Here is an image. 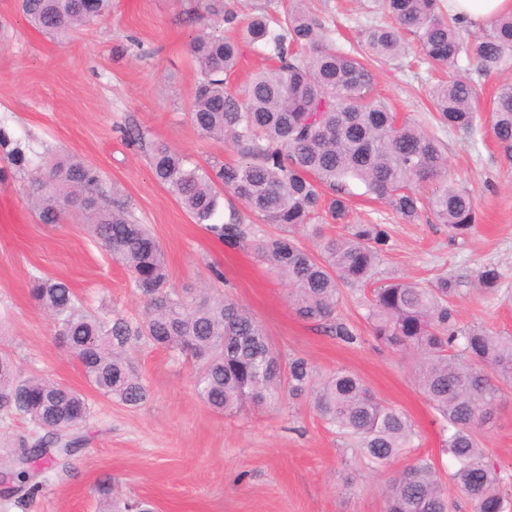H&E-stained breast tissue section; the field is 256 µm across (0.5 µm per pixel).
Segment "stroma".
Returning <instances> with one entry per match:
<instances>
[{"mask_svg":"<svg viewBox=\"0 0 512 512\" xmlns=\"http://www.w3.org/2000/svg\"><path fill=\"white\" fill-rule=\"evenodd\" d=\"M197 0H112L108 14L66 37L33 29L18 0H0V125L33 157L75 155L97 167L167 254L173 288L208 286L230 296L262 324L281 358H306L319 375L357 374L381 401L403 411L417 438L407 458L377 470L359 461L329 431L311 397L225 415L196 395L193 370L160 349L135 358L151 397L130 409L98 395L79 362L66 353L52 320L29 297L33 277L65 280L90 310L137 319L144 300L127 272L97 245L87 227L64 218L40 223L27 181H0V343L28 372L87 395L91 416L76 455L42 471L29 502L0 500V512H98L93 488L112 478L124 494L149 501L154 512H385V488L408 460L428 459L440 475L453 463L442 451L440 417L419 390L411 358L369 333L358 287L341 288L337 312L359 332L346 345L299 319L288 286L255 251L276 228L261 223L232 195L219 221L236 214L247 231L232 245L194 223L152 175L142 149L123 131L150 132L193 162L239 160L230 143L203 138L189 118L197 70L189 44L203 29L224 32L218 11L232 8L238 23L259 11L282 12L285 0H214L215 14L200 15ZM308 8L338 46L357 53L360 29L383 23L376 0H309ZM375 91L401 116L428 119V91L441 74L421 62L415 46L398 60L373 67ZM450 176L475 195L480 220L463 239L451 238L429 213L412 222L353 186L351 223L388 225L390 250L379 280L423 285L447 275L460 283L452 307L465 325L479 323L512 335V161L500 153L488 121L476 136L438 130ZM500 273V291L477 288L484 267ZM220 269L223 280L212 271ZM480 440L505 480L512 505V388L504 389L492 428Z\"/></svg>","mask_w":512,"mask_h":512,"instance_id":"35a3bbf8","label":"stroma"}]
</instances>
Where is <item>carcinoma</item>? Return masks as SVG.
<instances>
[{"mask_svg":"<svg viewBox=\"0 0 512 512\" xmlns=\"http://www.w3.org/2000/svg\"><path fill=\"white\" fill-rule=\"evenodd\" d=\"M307 0H289L278 15L252 16L241 40L201 34L190 53L199 79L190 107L198 133L236 146V163L194 165L138 126L128 138L146 149L156 180L194 219L228 242L243 238L240 222L219 224L220 190L244 203L278 232L262 239L258 253L288 283L290 305L302 320L330 331L347 344L357 329L336 316L340 285L368 288L365 320L381 345L413 354L416 383L441 414L444 451L454 463L448 481L469 497L475 512H505L500 484L505 477L482 448L476 429L490 423L502 385L512 386V335L456 322L450 300L458 282L438 277L429 287L404 280L377 283V268L390 247L383 224L349 223L351 184L383 201L411 222L429 211L455 238L466 237L478 214L473 194L448 178L443 143L426 127L400 120L375 96L374 74L365 59H394L412 36L424 58L448 68V80L430 93L431 121L470 134L476 129L478 84L459 74L465 57L482 77L512 72V14L481 34L440 10L439 0H379L389 22L360 30L366 57L336 45L332 31L313 18ZM31 25L67 34L104 16L111 0H20ZM247 42L275 66L260 71L236 92L227 90ZM491 125L503 155L512 160V81L491 101ZM0 153L27 176L29 196L44 224L70 211L84 216L96 241L121 265L145 299L142 317L107 319L90 313L63 280L35 277L31 299L54 320L68 352L90 385L107 399L135 408L150 390L134 365L132 342L161 348L190 363L197 396L218 413L249 403L277 402L283 395H313L319 417L349 438L375 469L410 452L417 436L409 417L376 399L357 375L340 369L320 380L308 361H283L259 321L235 300L170 285L165 253L149 227L134 216L117 189L107 190L95 166L75 157L35 161L29 148L0 126ZM434 184L428 195L420 188ZM347 225V234L328 235L322 214ZM305 228L318 254L293 236ZM500 274L486 267L480 287L499 292ZM91 415L87 396L39 376L21 374L16 360L0 351V416H20L41 436L22 440L13 454L6 496L24 500L39 491L32 463L51 469L84 445L80 434ZM100 512H151L147 502L118 497L112 478L99 481ZM386 512H452L445 484L424 459L409 465L387 490Z\"/></svg>","mask_w":512,"mask_h":512,"instance_id":"carcinoma-1","label":"carcinoma"}]
</instances>
